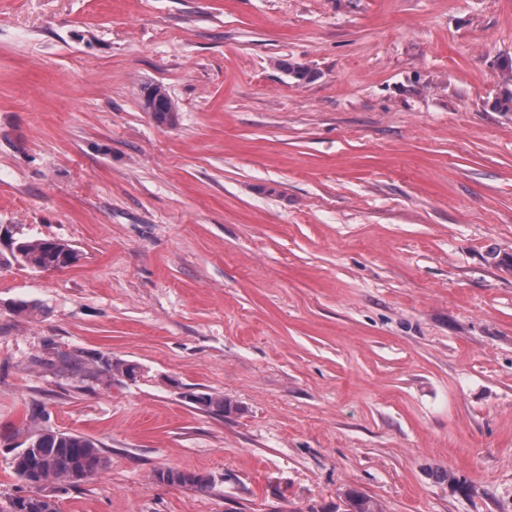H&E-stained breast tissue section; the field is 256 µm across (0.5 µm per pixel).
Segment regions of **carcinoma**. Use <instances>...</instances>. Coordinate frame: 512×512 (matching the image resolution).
Returning a JSON list of instances; mask_svg holds the SVG:
<instances>
[{
  "label": "carcinoma",
  "instance_id": "cac0c4a2",
  "mask_svg": "<svg viewBox=\"0 0 512 512\" xmlns=\"http://www.w3.org/2000/svg\"><path fill=\"white\" fill-rule=\"evenodd\" d=\"M77 260L75 249L61 240H21L12 251V261L34 270L61 269ZM137 369L135 364L102 356L96 358L93 365L94 372L108 378L116 373L132 377ZM201 408L221 415L231 411V405L224 398L210 393L204 394ZM28 442L38 454L14 456L13 470L33 492L11 498L6 512H59L57 501L45 492L44 486L55 481L76 485L97 476L108 465L101 446L83 435L43 428L32 433ZM155 477L160 483L201 492L211 487L208 477L191 471L168 468L157 471ZM348 506L350 512H382L376 502L361 494L348 496Z\"/></svg>",
  "mask_w": 512,
  "mask_h": 512
}]
</instances>
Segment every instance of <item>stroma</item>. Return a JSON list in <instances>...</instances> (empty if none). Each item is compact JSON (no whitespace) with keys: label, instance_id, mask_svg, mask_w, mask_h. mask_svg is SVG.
<instances>
[{"label":"stroma","instance_id":"obj_1","mask_svg":"<svg viewBox=\"0 0 512 512\" xmlns=\"http://www.w3.org/2000/svg\"><path fill=\"white\" fill-rule=\"evenodd\" d=\"M511 60L512 0H0V254L79 255L0 267V506L52 428L60 512H512ZM12 261L34 270H55L72 265L78 253L61 240H21L12 251ZM97 363L98 365H96ZM98 366L101 370L98 369ZM92 369L98 375H106V378H112L114 374H120L121 376L134 377L138 366L132 363H126L122 361H113L112 358L99 356L93 363ZM27 442L37 448L38 455L19 453L12 464L16 476L35 491L12 497L7 510L0 511L59 512L55 497L45 492L44 485L55 481L76 485L97 476L108 465L101 446L83 435L43 428L32 433ZM155 477L160 483L187 487L201 492H205L211 487V482L207 476L191 471L168 468L158 470Z\"/></svg>","mask_w":512,"mask_h":512}]
</instances>
